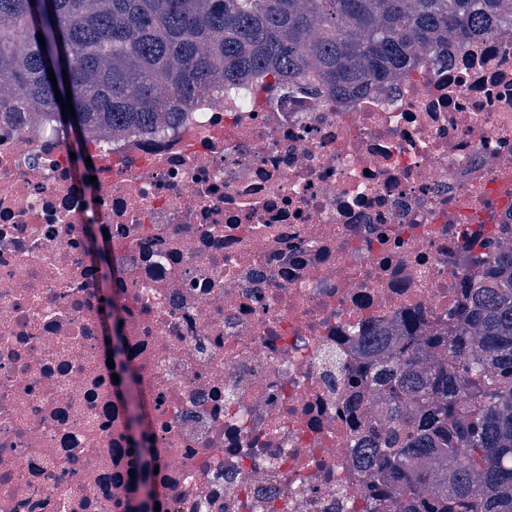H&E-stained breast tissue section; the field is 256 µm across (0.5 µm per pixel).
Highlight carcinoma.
Segmentation results:
<instances>
[{"instance_id":"1","label":"carcinoma","mask_w":512,"mask_h":512,"mask_svg":"<svg viewBox=\"0 0 512 512\" xmlns=\"http://www.w3.org/2000/svg\"><path fill=\"white\" fill-rule=\"evenodd\" d=\"M509 19L512 0H0V110L47 108L66 130L74 120L88 153L97 132L177 126L176 107L216 82L363 93ZM63 47L54 74L75 110L65 118L47 72ZM457 286L448 319L416 311L374 327L342 367L373 414L360 512H512V249L470 244ZM125 403L136 430L138 394ZM131 448L143 469L130 512H150L154 448L143 433Z\"/></svg>"}]
</instances>
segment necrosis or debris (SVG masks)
Instances as JSON below:
<instances>
[{
	"label": "necrosis or debris",
	"instance_id": "4bbe7bcc",
	"mask_svg": "<svg viewBox=\"0 0 512 512\" xmlns=\"http://www.w3.org/2000/svg\"><path fill=\"white\" fill-rule=\"evenodd\" d=\"M218 84L172 130L0 119V512H127L121 304L160 512H336L366 481L336 361L350 327L444 319L470 241H512V23L343 98ZM109 233V265L84 225Z\"/></svg>",
	"mask_w": 512,
	"mask_h": 512
}]
</instances>
